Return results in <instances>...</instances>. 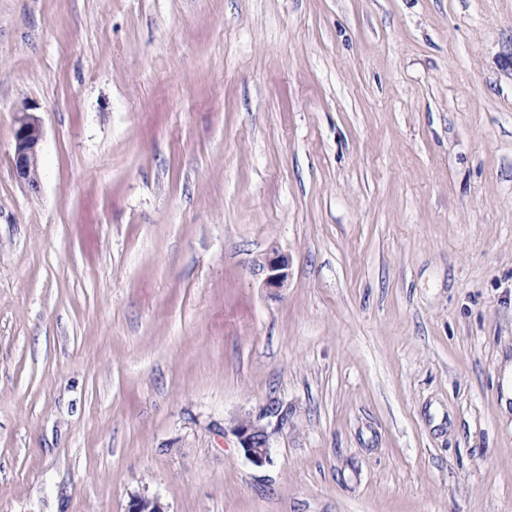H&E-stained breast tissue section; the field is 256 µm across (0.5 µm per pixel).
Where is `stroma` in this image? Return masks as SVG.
Masks as SVG:
<instances>
[{
	"label": "stroma",
	"instance_id": "stroma-1",
	"mask_svg": "<svg viewBox=\"0 0 512 512\" xmlns=\"http://www.w3.org/2000/svg\"><path fill=\"white\" fill-rule=\"evenodd\" d=\"M511 360L512 0H0V512H512ZM34 107L25 103L14 116V155L12 167L16 178L32 193L40 189V155L44 137L40 118ZM263 288L270 292H278L285 288L289 277L288 257L278 251H273L265 258ZM288 424V408L281 401L269 398L256 416H244L235 421L231 432L238 448L255 466L272 462V441Z\"/></svg>",
	"mask_w": 512,
	"mask_h": 512
}]
</instances>
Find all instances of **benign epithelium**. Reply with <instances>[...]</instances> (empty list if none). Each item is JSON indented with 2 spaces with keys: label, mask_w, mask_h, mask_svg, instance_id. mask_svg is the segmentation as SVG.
<instances>
[{
  "label": "benign epithelium",
  "mask_w": 512,
  "mask_h": 512,
  "mask_svg": "<svg viewBox=\"0 0 512 512\" xmlns=\"http://www.w3.org/2000/svg\"><path fill=\"white\" fill-rule=\"evenodd\" d=\"M44 137L40 118L34 107L24 104L14 116V155L12 167L16 178L32 193L40 189V155ZM263 287L278 292L286 287L289 277L288 257L278 251L265 258ZM288 425V408L275 398H270L255 416H244L235 421L231 432L239 448L255 466L272 462V441ZM126 512H168L157 496L137 495L129 503Z\"/></svg>",
  "instance_id": "obj_1"
}]
</instances>
